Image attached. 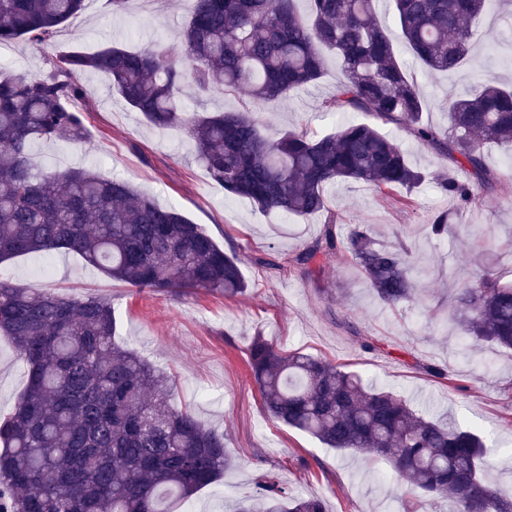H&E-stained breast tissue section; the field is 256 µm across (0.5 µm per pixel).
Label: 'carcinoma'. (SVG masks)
<instances>
[{"mask_svg": "<svg viewBox=\"0 0 512 512\" xmlns=\"http://www.w3.org/2000/svg\"><path fill=\"white\" fill-rule=\"evenodd\" d=\"M194 0L176 43L145 48L107 45L94 53L56 49L44 76L0 71V263L65 249L112 279L140 290H205L234 298L248 285L237 253L199 225L130 182L84 167L40 171L34 143L85 139L80 76L105 75L151 125L182 130L211 179L263 213H329L328 185L355 181L380 196L412 192L426 179L389 125L438 159L463 170L435 176L459 210L499 183L487 143L512 145V84L481 81L448 99V128L423 122L426 101L401 63L379 0ZM486 0H390L394 25L426 68L450 71L467 59L472 22ZM85 8V0H0V44L41 45ZM343 79L328 112H361L373 123H345L316 136L288 129L275 141L247 111L189 112L182 96L247 92L278 102L319 81L325 54ZM340 252L356 264L377 297L396 306L413 299L408 251L384 244L368 225L346 234L329 218L324 233L294 258L301 275L321 271L320 257ZM453 313L474 342L512 350V281L480 268L458 289ZM112 302L66 297L0 280V336L27 367L28 383L0 419V512H171L232 466L224 434L174 402L169 376L115 341ZM263 404L275 420L338 451L388 461L409 483L403 512L445 497L453 512H512L487 474L490 449L454 419H429L401 396L368 387L321 357L286 352L261 336L247 350ZM260 495L236 512H327L318 497H291L264 476Z\"/></svg>", "mask_w": 512, "mask_h": 512, "instance_id": "carcinoma-1", "label": "carcinoma"}]
</instances>
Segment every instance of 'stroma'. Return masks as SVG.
Wrapping results in <instances>:
<instances>
[{
    "label": "stroma",
    "instance_id": "stroma-1",
    "mask_svg": "<svg viewBox=\"0 0 512 512\" xmlns=\"http://www.w3.org/2000/svg\"><path fill=\"white\" fill-rule=\"evenodd\" d=\"M193 6V0H128L116 12L110 0H87L84 11L59 29L54 46L23 39L1 44L0 67L44 75L52 70L59 46L92 53L105 44L173 41ZM473 28L470 56L448 72L427 70L404 42L396 44L428 102L422 118L435 127L447 128L448 98L469 95L477 76L512 79V0H490ZM340 77L334 57H327L326 74L316 85L251 110L264 118L271 139L293 127L322 135L346 121H365L362 113L326 112L324 103ZM81 81L88 99L85 142H38L37 168H56L61 156L66 166L130 181L160 205L176 207L202 225L224 250L236 251L250 286L249 295L235 299L204 290L155 294L114 281L63 251L0 264V279L17 286L109 299L117 341L174 378L178 404L223 432L233 467L191 500L177 503L175 512H234L239 501L255 496L264 473L276 475L288 494L323 498L327 512L400 508L407 484L392 478L386 461L325 447L267 414L247 362L257 335L284 351L313 354L357 372L365 383L392 389L433 419L450 414L463 426L491 435L502 455L492 460L490 476L512 492V468L505 459L512 451V353L488 344L472 347L451 308L457 288L478 266L495 267L512 280V149L487 146L501 182L463 212L430 182L418 189L409 209L360 183L328 187L338 230L365 224L377 240L407 246L416 299L390 307L342 254L325 258L313 278L291 266L295 254L322 235L326 215L264 214L248 200L226 196L195 163L193 146L179 130L148 124L104 75L88 72ZM442 211L449 215V228L440 239L430 226ZM269 255L280 269L258 265V258ZM26 386L23 361L0 339V416L13 410Z\"/></svg>",
    "mask_w": 512,
    "mask_h": 512
}]
</instances>
